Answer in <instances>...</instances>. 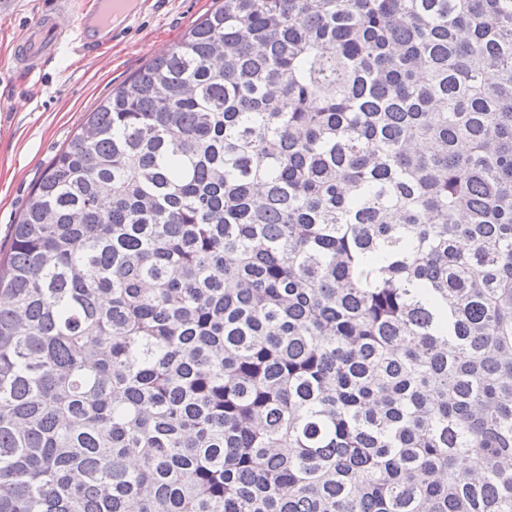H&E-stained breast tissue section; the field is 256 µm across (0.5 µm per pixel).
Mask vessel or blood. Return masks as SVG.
<instances>
[{"mask_svg": "<svg viewBox=\"0 0 512 512\" xmlns=\"http://www.w3.org/2000/svg\"><path fill=\"white\" fill-rule=\"evenodd\" d=\"M141 5L142 0H100L96 9L78 15L76 29L89 44L114 40ZM64 41L65 35L57 29L53 13H41L14 41V60L24 72H36L46 59L59 52Z\"/></svg>", "mask_w": 512, "mask_h": 512, "instance_id": "1", "label": "vessel or blood"}]
</instances>
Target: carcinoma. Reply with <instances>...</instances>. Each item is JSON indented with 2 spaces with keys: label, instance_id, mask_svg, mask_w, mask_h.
<instances>
[{
  "label": "carcinoma",
  "instance_id": "1",
  "mask_svg": "<svg viewBox=\"0 0 512 512\" xmlns=\"http://www.w3.org/2000/svg\"><path fill=\"white\" fill-rule=\"evenodd\" d=\"M0 297V512H512V0H221Z\"/></svg>",
  "mask_w": 512,
  "mask_h": 512
}]
</instances>
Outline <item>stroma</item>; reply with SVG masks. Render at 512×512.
Returning <instances> with one entry per match:
<instances>
[{"label": "stroma", "instance_id": "1", "mask_svg": "<svg viewBox=\"0 0 512 512\" xmlns=\"http://www.w3.org/2000/svg\"><path fill=\"white\" fill-rule=\"evenodd\" d=\"M52 0H0V256L29 193L56 153L113 90L165 55L215 0H144L122 37L89 52L78 38L26 75L13 62L14 38Z\"/></svg>", "mask_w": 512, "mask_h": 512}]
</instances>
